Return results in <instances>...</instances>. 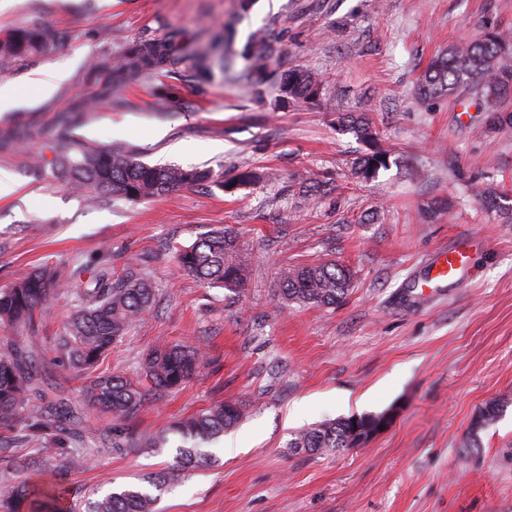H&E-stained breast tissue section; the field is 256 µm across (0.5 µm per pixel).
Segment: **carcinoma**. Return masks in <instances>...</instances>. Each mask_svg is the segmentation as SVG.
Segmentation results:
<instances>
[{"mask_svg":"<svg viewBox=\"0 0 512 512\" xmlns=\"http://www.w3.org/2000/svg\"><path fill=\"white\" fill-rule=\"evenodd\" d=\"M476 39L453 46L436 57L424 71L418 92L424 98L442 96L460 99L473 94L478 110L486 114L488 125L498 131L512 130V44L502 38L497 28L486 22ZM55 34L39 26L0 32V64L42 53L54 41ZM276 48L265 39L248 43L242 56L250 62L249 78L255 88L265 85ZM169 51L161 42L144 41L125 52L124 61L112 73H149L169 62ZM321 78L303 69H290L279 80L280 97L297 103L316 97ZM340 130L352 134L362 145L352 162V174L358 180H371L390 165V153L382 145L375 124L365 113H342L337 118ZM63 151L53 161L31 166L38 177L46 172L60 179L70 189L84 192L92 202L108 198L138 203L168 195L214 179L210 170L183 169L149 165L133 154L116 148L94 149L64 135ZM243 246L231 226L201 235L191 246L177 251L181 269L199 281L237 292L247 282L248 271L242 257ZM146 261L136 257L123 273L116 276L112 266L98 263L77 272H65L45 264L25 277L0 289V338L6 351L0 354V448L7 449L19 440V432L42 436L50 431H66L73 440L83 438L73 428L78 411L63 401L47 405H29V392L37 380V366L44 352L34 345L20 346L9 336L18 325L32 326L46 313L52 297L63 294L74 302L57 337L55 352L73 369L84 372L112 351L128 329L155 308L156 293ZM353 272L334 261L305 265H286L279 272L277 301L290 304L332 307L344 301L352 286ZM205 352L198 345L167 344L152 349L142 362L146 387L130 378L101 373L86 388L88 405L108 412L122 421L134 414L146 392L163 395L191 380L204 363ZM496 402L488 403L472 419L463 439L462 456L481 448L480 433L499 418ZM242 418L240 408L231 403H217L180 420L173 431L188 447L176 457V467L187 469L206 461L202 445L213 442L234 428ZM346 419L340 418L302 430L288 441V447L311 452L350 449L354 439ZM112 448L137 446L133 435L122 426L107 435ZM96 452L83 448L71 455L52 482L24 481L0 495V512H72L68 496V472L85 466ZM86 512H155V498L136 487L111 492L89 504Z\"/></svg>","mask_w":512,"mask_h":512,"instance_id":"1","label":"carcinoma"}]
</instances>
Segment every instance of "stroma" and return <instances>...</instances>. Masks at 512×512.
<instances>
[{
    "mask_svg": "<svg viewBox=\"0 0 512 512\" xmlns=\"http://www.w3.org/2000/svg\"><path fill=\"white\" fill-rule=\"evenodd\" d=\"M486 19L512 40V0H256L242 16L237 0H0V30L37 23L59 35L44 53L0 67V86L29 96L31 71L68 72L50 97L0 112V131L17 139L0 152V173L18 184L0 199V288L43 262L69 271L104 257L118 273L150 255L155 309L100 371L136 377L143 355L166 343L200 342L207 356L196 377L148 397L125 427L146 439L217 402L243 413L206 446L209 465L176 476L177 436L162 448L101 447L116 421L84 408L86 375L55 359L71 313L55 297L14 336L45 351L31 404L63 398L82 409L96 454L69 475L77 506L114 485L153 482L160 512H512V133L489 131L483 113L451 98L416 94L430 61ZM257 36L281 49V70L320 75L321 94L288 104L275 84L250 86L240 51ZM145 40L168 46L169 65L114 88L102 62ZM344 112L370 113L391 152L373 180L351 174L360 145L336 128ZM63 129L149 164L263 178L94 204L30 172L32 155L52 157ZM155 129L164 137L151 138ZM316 180L332 188L311 203L300 187ZM475 183L496 193L494 205L472 194ZM431 201L448 215L425 219ZM225 225L249 269L237 293L203 284L174 258ZM456 241L466 247L458 282L424 294L438 251ZM325 259L353 270L346 300L279 306L281 267ZM491 401L503 412L479 453L463 458L470 422ZM392 408L391 427L365 446H288L296 431Z\"/></svg>",
    "mask_w": 512,
    "mask_h": 512,
    "instance_id": "obj_1",
    "label": "stroma"
}]
</instances>
